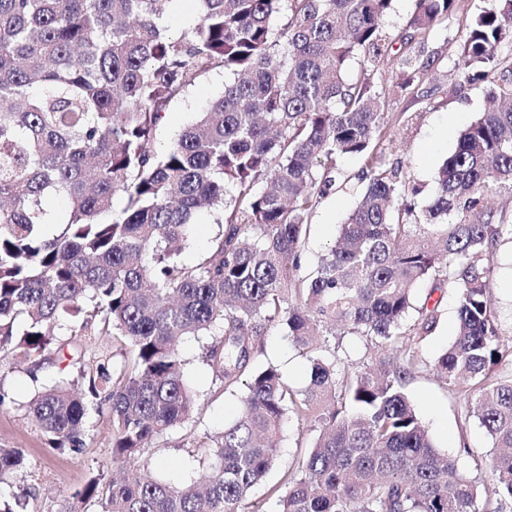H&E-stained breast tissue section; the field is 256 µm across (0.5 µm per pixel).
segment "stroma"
<instances>
[{
	"instance_id": "obj_1",
	"label": "stroma",
	"mask_w": 512,
	"mask_h": 512,
	"mask_svg": "<svg viewBox=\"0 0 512 512\" xmlns=\"http://www.w3.org/2000/svg\"><path fill=\"white\" fill-rule=\"evenodd\" d=\"M490 5V0H459L457 11L429 34L426 51L434 55L435 61L422 78L417 93L396 88L395 74L387 67H380L373 76L374 83L386 92L388 112L400 119L399 125L391 130L392 140L386 145L385 159L400 167L405 181L420 188L419 205H428L435 190V175L449 149L487 104V83L460 79L455 65L471 16ZM224 80L223 74H213L175 102L157 132L159 144H167L195 122L198 112L221 95ZM364 167L365 160L361 157L339 160L340 177L336 188L322 199L310 219L302 246L303 273L316 269L340 224L358 202L363 190L359 177ZM418 297L437 307L439 321L423 347L426 365L410 380L406 393L438 451L454 459L459 471L467 477L480 483L490 482L491 460L495 453L491 438L476 419L465 416L459 395L438 379L432 368L434 360L456 335L457 295L449 289L432 294L423 289ZM492 301L499 315L501 342L511 345L512 241L507 239L501 241L493 253ZM180 350L185 362L184 372L199 409L192 419L154 441L142 456L155 478L176 485L199 479L206 470L203 458L190 456L183 449L184 438L219 435L238 410L237 396L223 393L215 373L202 360L201 341L184 338ZM254 362L259 366L269 362L278 365L293 389H302L308 383L309 362L288 343L280 329L268 330L263 350ZM36 388L23 360L0 368V393L5 396V403L0 406V447L23 449L27 461L26 469L12 484L0 486V494L8 496L27 487L33 495L26 512H68L73 504L72 494L80 490L91 475L99 473L108 479L119 471L120 464L112 457V429L107 412L89 411L84 451L74 454L51 450L25 409ZM314 437L310 430L298 432L296 424L285 426L279 442L278 462L253 492L255 512H264L268 486L279 481L282 472L303 454V442L312 441Z\"/></svg>"
}]
</instances>
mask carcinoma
<instances>
[{
    "instance_id": "obj_1",
    "label": "carcinoma",
    "mask_w": 512,
    "mask_h": 512,
    "mask_svg": "<svg viewBox=\"0 0 512 512\" xmlns=\"http://www.w3.org/2000/svg\"><path fill=\"white\" fill-rule=\"evenodd\" d=\"M171 2L0 0V366H59L72 336L90 353L80 378L40 386L29 415L50 448L81 453L89 409L105 407L113 456L133 459L196 410L177 346L189 336L211 337L202 358L241 392L221 435L181 444L205 449L201 480L97 474L74 498L97 512H255L251 494L293 420L317 436L268 490V512H499L512 498V376L495 372L489 292L512 221L487 196L512 195V79L489 87L491 106L420 209L419 187L384 160L391 117L370 76L389 61L414 91L431 65L424 38L456 0H414L394 54L392 0H198L199 20L178 36L162 26ZM509 41L502 0L472 17L460 75L498 69ZM216 71L223 94L158 150L171 104ZM348 155L371 157L366 187L302 276L309 220ZM51 196L65 198L64 216L48 213ZM203 210L218 232L188 265L179 252ZM422 285L457 293V332L435 367L496 448L482 488L438 452L405 392L438 323L425 306L406 323ZM338 321L377 348L370 366L342 361ZM273 325L310 363L299 393L276 365H252ZM103 336L128 341L122 364ZM25 466L22 449L0 448V481Z\"/></svg>"
}]
</instances>
